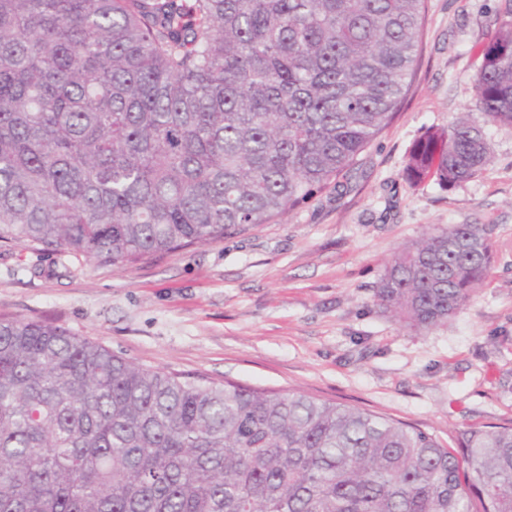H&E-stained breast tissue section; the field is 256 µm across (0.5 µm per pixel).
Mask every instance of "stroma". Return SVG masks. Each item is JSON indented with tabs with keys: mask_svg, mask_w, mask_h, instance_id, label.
Segmentation results:
<instances>
[{
	"mask_svg": "<svg viewBox=\"0 0 512 512\" xmlns=\"http://www.w3.org/2000/svg\"><path fill=\"white\" fill-rule=\"evenodd\" d=\"M512 0H427L414 88L338 189L268 224L136 264L0 242V315L39 320L146 368L300 393L418 427L443 445L512 422V128L487 125L473 76ZM482 127L476 177L414 187V141L460 116ZM482 224L493 265L447 323L405 326L374 288L431 225Z\"/></svg>",
	"mask_w": 512,
	"mask_h": 512,
	"instance_id": "1",
	"label": "stroma"
}]
</instances>
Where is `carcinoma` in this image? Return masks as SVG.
Returning <instances> with one entry per match:
<instances>
[{
  "instance_id": "obj_1",
  "label": "carcinoma",
  "mask_w": 512,
  "mask_h": 512,
  "mask_svg": "<svg viewBox=\"0 0 512 512\" xmlns=\"http://www.w3.org/2000/svg\"><path fill=\"white\" fill-rule=\"evenodd\" d=\"M425 19L426 0H0V242L125 265L283 216L392 122ZM478 57L485 122L512 127V10ZM488 161L458 120L404 173L449 186ZM493 256L482 225L435 227L374 300L430 329ZM0 512H512V424L444 447L0 316Z\"/></svg>"
}]
</instances>
